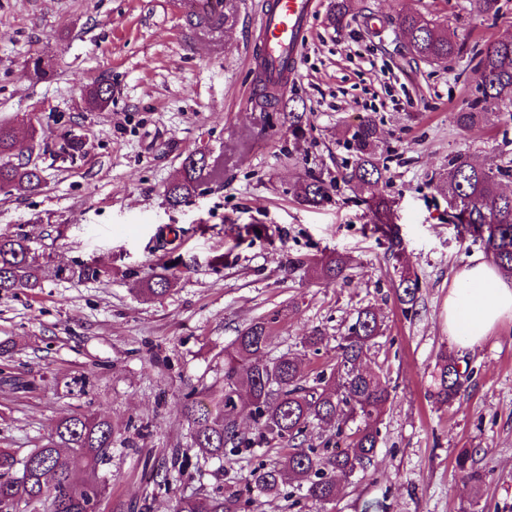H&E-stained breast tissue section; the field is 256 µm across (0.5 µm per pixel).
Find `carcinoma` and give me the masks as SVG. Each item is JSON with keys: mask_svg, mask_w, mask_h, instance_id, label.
<instances>
[{"mask_svg": "<svg viewBox=\"0 0 512 512\" xmlns=\"http://www.w3.org/2000/svg\"><path fill=\"white\" fill-rule=\"evenodd\" d=\"M355 0H331V25L341 28L353 15ZM397 28L408 42L407 49L416 60L446 63L459 55L463 44L455 33L445 31L441 22L419 13L398 16ZM480 95L467 108L453 112L455 124L468 130L479 123L488 100L503 105L512 104V39H499L480 51ZM288 65H282L273 74L260 70L263 95L276 99L273 86L282 82ZM89 104L103 108L112 101L110 86L99 85L89 93ZM377 127L369 119L363 120L348 140L354 154V164L347 173L348 180L364 188H371L386 179L387 168L376 153ZM16 132L13 125L0 121V187L17 192H35L43 182L36 165L15 158ZM206 166V155L194 152L184 159L181 177L168 185L165 196L168 204L176 207L197 193L201 171ZM448 178L441 190L450 198L464 196L471 201L467 215L453 214V221L463 226L471 236L481 240L499 271L512 277V194L504 192L500 181L512 176V169L490 162L483 166L471 165L460 159L449 162ZM303 202L319 206L327 199V188L317 179L306 180L299 191ZM29 238L17 230L0 233V291L13 293L33 290L51 277L68 273L80 279H98L106 271L93 263H81L67 270L50 268L30 258ZM179 258L163 263L160 271L144 280L141 291L162 297L178 277ZM316 272L326 280L344 275L348 261L334 253L320 258ZM419 281L400 276L396 289L402 305L414 304ZM381 324L376 311L370 307L358 311L356 320L343 337L336 368L329 378L319 377L316 384L303 385L304 373L292 357L281 356L272 361L262 358L267 346L269 324L256 321L240 330L232 349L224 352V380L200 392L197 400L186 402L182 413L191 429V447L203 461L224 457L226 451L260 447L273 441L288 443V453L276 462L260 464L245 478L249 491L273 495L288 484L305 497L324 504L336 499L341 483L366 471L378 444L376 424L390 398L388 386L375 373L359 368V362L379 336ZM469 376L460 369L459 361L451 352L438 357L433 375L434 400L449 405L466 390ZM248 395L255 419L256 432L247 435L236 423L239 408L236 399L240 391ZM357 421L356 429L344 434L349 422ZM336 426L335 443L323 447L309 443V429L315 425ZM119 430L112 421L98 414L76 413L60 418L51 434L40 446L33 448L22 461H17L7 448H0V499L18 498L22 512H87L91 498L105 492L99 480L98 469L110 459V450ZM180 450L173 451L170 460L159 464L155 485H168L170 469L181 465ZM21 464V475L13 476L16 464ZM463 477L477 490L487 486L486 474L468 464V457L457 460ZM75 468L83 469L88 479L81 485L69 481ZM241 494H202L176 501L175 512H240Z\"/></svg>", "mask_w": 512, "mask_h": 512, "instance_id": "cac0c4a2", "label": "carcinoma"}]
</instances>
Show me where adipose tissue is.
Here are the masks:
<instances>
[{"label":"adipose tissue","instance_id":"obj_1","mask_svg":"<svg viewBox=\"0 0 512 512\" xmlns=\"http://www.w3.org/2000/svg\"><path fill=\"white\" fill-rule=\"evenodd\" d=\"M506 318L512 319V279L482 256H469L448 292L449 336L470 347Z\"/></svg>","mask_w":512,"mask_h":512}]
</instances>
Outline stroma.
<instances>
[{
  "label": "stroma",
  "mask_w": 512,
  "mask_h": 512,
  "mask_svg": "<svg viewBox=\"0 0 512 512\" xmlns=\"http://www.w3.org/2000/svg\"><path fill=\"white\" fill-rule=\"evenodd\" d=\"M330 2L319 0L299 69L278 91L308 118L297 140L279 107L251 94L259 78L247 55L262 0H236L232 23L207 26L168 0H0V120L16 126L19 159L44 177L33 193L0 191V231H26L45 265L92 260L106 270L0 292V448L24 457L73 413L127 426L98 470L99 512L142 503L173 512L202 490H243L249 471L284 446L247 448L201 473L188 460L168 488L151 482L154 464L190 445L187 395L222 380L225 348L260 319L271 325L266 358L290 354L311 378L331 372L367 306L382 332L361 365L386 378L391 397L366 476L324 506L282 493L256 497L246 512H512V319L468 348L449 336L454 271L485 249L454 224L438 189L451 159L512 163V105L469 131L451 119L475 96V50L512 37V0L483 16L469 0H359L340 29L327 20ZM403 12L455 28L461 53L410 62L396 27ZM99 83L112 87L101 111L84 99ZM367 118L389 175L370 192L344 178L354 160L347 140ZM65 134L83 149L62 159L54 143ZM194 150L209 162L199 190L170 207L164 190ZM310 178L328 187L321 206L298 198ZM373 195L392 202V223H379ZM168 224L181 230L183 266L166 296L149 299L137 283L162 261L158 232ZM245 224L257 235L238 237ZM336 252L351 260L344 279L313 277L312 262ZM401 259L420 284L411 308L395 294ZM313 334L324 338L316 351L304 345ZM444 349L473 371L449 407L429 396ZM17 379L31 390L15 389ZM463 454L488 473L487 489L463 478Z\"/></svg>",
  "instance_id": "1"
}]
</instances>
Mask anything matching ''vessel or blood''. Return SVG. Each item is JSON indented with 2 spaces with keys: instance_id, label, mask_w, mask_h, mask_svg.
I'll return each mask as SVG.
<instances>
[{
  "instance_id": "b4317fda",
  "label": "vessel or blood",
  "mask_w": 512,
  "mask_h": 512,
  "mask_svg": "<svg viewBox=\"0 0 512 512\" xmlns=\"http://www.w3.org/2000/svg\"><path fill=\"white\" fill-rule=\"evenodd\" d=\"M318 0H270L259 19L261 60L267 67L278 68L288 62L297 70L304 36Z\"/></svg>"
}]
</instances>
